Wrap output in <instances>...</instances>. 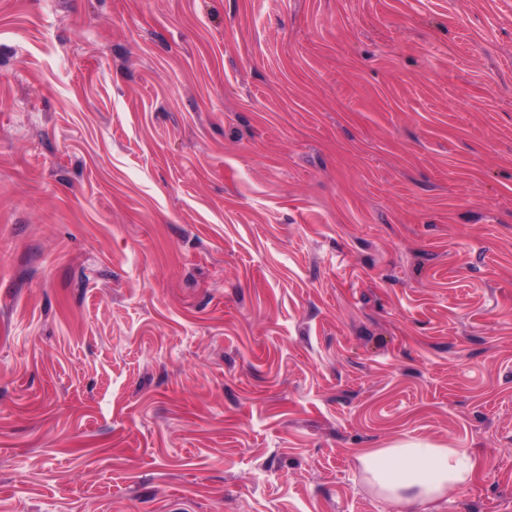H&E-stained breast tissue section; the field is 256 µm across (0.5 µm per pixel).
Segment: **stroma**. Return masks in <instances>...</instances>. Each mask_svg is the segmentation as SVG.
Here are the masks:
<instances>
[{
    "mask_svg": "<svg viewBox=\"0 0 512 512\" xmlns=\"http://www.w3.org/2000/svg\"><path fill=\"white\" fill-rule=\"evenodd\" d=\"M512 512V0H0V512ZM375 495L398 505L432 512L431 505L465 488L478 462L457 448L399 440L388 448H369L358 458Z\"/></svg>",
    "mask_w": 512,
    "mask_h": 512,
    "instance_id": "stroma-1",
    "label": "stroma"
}]
</instances>
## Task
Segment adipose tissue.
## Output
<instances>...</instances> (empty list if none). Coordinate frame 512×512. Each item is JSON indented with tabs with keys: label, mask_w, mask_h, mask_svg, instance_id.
<instances>
[{
	"label": "adipose tissue",
	"mask_w": 512,
	"mask_h": 512,
	"mask_svg": "<svg viewBox=\"0 0 512 512\" xmlns=\"http://www.w3.org/2000/svg\"><path fill=\"white\" fill-rule=\"evenodd\" d=\"M359 462L378 498L415 506L417 512H431L434 503L461 491L478 467L477 460L459 449L416 440L367 449Z\"/></svg>",
	"instance_id": "adipose-tissue-1"
}]
</instances>
